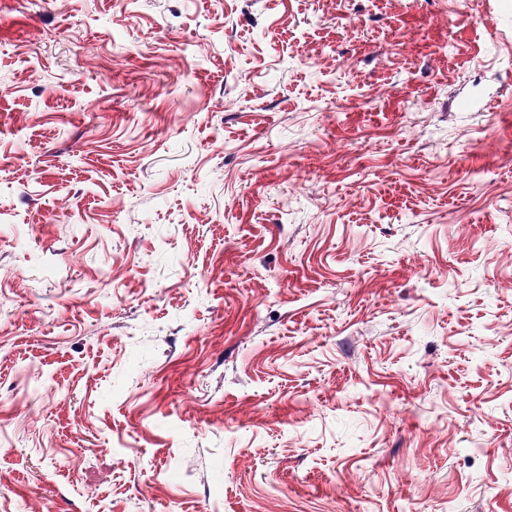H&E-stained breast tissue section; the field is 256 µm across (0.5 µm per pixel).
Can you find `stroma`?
I'll use <instances>...</instances> for the list:
<instances>
[{
	"label": "stroma",
	"mask_w": 512,
	"mask_h": 512,
	"mask_svg": "<svg viewBox=\"0 0 512 512\" xmlns=\"http://www.w3.org/2000/svg\"><path fill=\"white\" fill-rule=\"evenodd\" d=\"M512 512V0H0V512Z\"/></svg>",
	"instance_id": "obj_1"
}]
</instances>
